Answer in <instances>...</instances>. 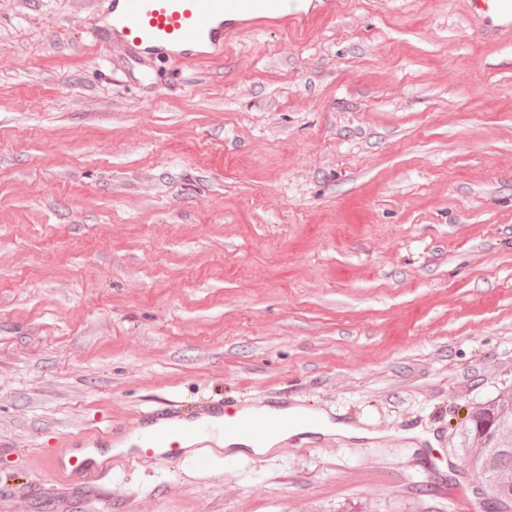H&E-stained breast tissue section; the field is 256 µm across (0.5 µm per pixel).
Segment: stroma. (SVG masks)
Returning a JSON list of instances; mask_svg holds the SVG:
<instances>
[{
	"label": "stroma",
	"mask_w": 512,
	"mask_h": 512,
	"mask_svg": "<svg viewBox=\"0 0 512 512\" xmlns=\"http://www.w3.org/2000/svg\"><path fill=\"white\" fill-rule=\"evenodd\" d=\"M94 10L0 0V512H482L461 441L512 389V34L339 0L144 87ZM214 401L374 436L116 454L56 492L60 449Z\"/></svg>",
	"instance_id": "stroma-1"
}]
</instances>
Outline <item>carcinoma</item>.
Segmentation results:
<instances>
[{
    "label": "carcinoma",
    "instance_id": "cac0c4a2",
    "mask_svg": "<svg viewBox=\"0 0 512 512\" xmlns=\"http://www.w3.org/2000/svg\"><path fill=\"white\" fill-rule=\"evenodd\" d=\"M475 443L474 462L497 497L498 512H512V396L470 412L464 444Z\"/></svg>",
    "mask_w": 512,
    "mask_h": 512
}]
</instances>
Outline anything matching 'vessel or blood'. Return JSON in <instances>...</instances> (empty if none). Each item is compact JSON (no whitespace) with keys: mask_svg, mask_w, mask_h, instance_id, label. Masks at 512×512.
<instances>
[{"mask_svg":"<svg viewBox=\"0 0 512 512\" xmlns=\"http://www.w3.org/2000/svg\"><path fill=\"white\" fill-rule=\"evenodd\" d=\"M474 18L498 33H512V0H469ZM336 11V0H107V8L92 31L98 44H118L129 54L127 77L141 66L166 59L189 66L222 58L226 48L244 33L282 28L302 35L320 18ZM216 416L223 427L246 440H269L295 423L291 415L259 417L242 410L225 411L223 404L207 403L191 410L170 411V425L147 429L138 424L147 457L162 450L177 461L183 453L182 421ZM112 473L110 464L89 466L70 457L60 470L69 483H95Z\"/></svg>","mask_w":512,"mask_h":512,"instance_id":"obj_1","label":"vessel or blood"}]
</instances>
